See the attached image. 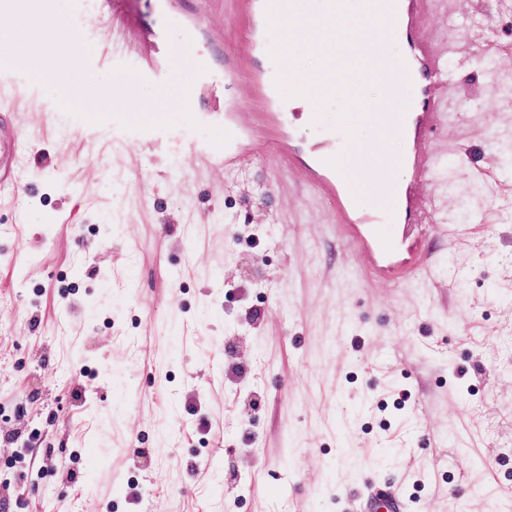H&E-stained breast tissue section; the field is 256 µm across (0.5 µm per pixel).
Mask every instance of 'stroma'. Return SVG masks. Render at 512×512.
I'll list each match as a JSON object with an SVG mask.
<instances>
[{
  "label": "stroma",
  "instance_id": "stroma-1",
  "mask_svg": "<svg viewBox=\"0 0 512 512\" xmlns=\"http://www.w3.org/2000/svg\"><path fill=\"white\" fill-rule=\"evenodd\" d=\"M194 54L242 42L231 4ZM73 39L0 56L22 135L0 192V512H512V0H428L446 118L412 231L425 267L370 274L327 199L273 155L211 161L222 120L178 63L90 0H34ZM459 26L449 29V19ZM496 63V76L478 66ZM107 75L86 98L70 90ZM156 56L149 63V70L145 72V75L154 79L158 76L171 77V69L169 61L171 59L172 50L169 42L164 43L161 47L155 45Z\"/></svg>",
  "mask_w": 512,
  "mask_h": 512
}]
</instances>
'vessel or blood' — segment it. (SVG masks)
Instances as JSON below:
<instances>
[{
  "instance_id": "obj_1",
  "label": "vessel or blood",
  "mask_w": 512,
  "mask_h": 512,
  "mask_svg": "<svg viewBox=\"0 0 512 512\" xmlns=\"http://www.w3.org/2000/svg\"><path fill=\"white\" fill-rule=\"evenodd\" d=\"M93 5L103 20L123 22L126 28L147 38L155 37L171 19L158 0H148L142 14L127 11L126 0H93ZM238 5L241 18L251 31V41L246 46L227 50L220 65L205 58L196 59L198 70L230 76L248 64L253 52H269L267 0H238ZM424 8L425 0H375L372 11L383 17L384 32L406 41L405 56L384 61L383 75L397 81L438 75L440 68L431 41L419 32ZM277 72V66L273 65L254 76L259 103L269 111L277 106L278 91L274 84ZM203 88L207 93L206 105L224 114V149L217 158L224 164H231L237 158L239 142L247 131L251 115L224 110L223 99L211 82H204ZM440 119L430 89L424 86L417 101L406 106L404 112L376 120V133L406 140L408 152L397 159H379L377 171L370 174L356 171L355 145L349 144L342 132L333 127L321 129L318 139L305 142L293 135L281 139L278 129L274 128L264 138L256 140L254 146L260 154L276 152L288 168L299 166L303 157H310L308 174L320 193L331 201L344 237L357 243L372 273L400 280L418 272L426 256L418 240L388 233L384 225L405 223L407 215L421 206L423 198L417 190V179L434 166L433 159L422 152L421 145ZM17 151V137L0 131L1 191L16 185L13 162Z\"/></svg>"
}]
</instances>
